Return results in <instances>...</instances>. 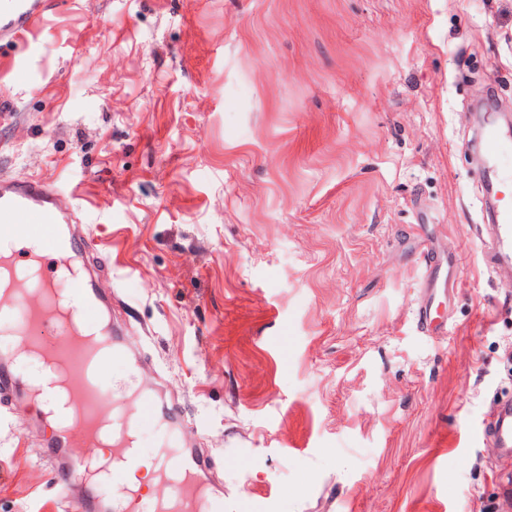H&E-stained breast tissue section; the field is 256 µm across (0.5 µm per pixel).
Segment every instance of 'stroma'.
<instances>
[{
  "label": "stroma",
  "mask_w": 512,
  "mask_h": 512,
  "mask_svg": "<svg viewBox=\"0 0 512 512\" xmlns=\"http://www.w3.org/2000/svg\"><path fill=\"white\" fill-rule=\"evenodd\" d=\"M480 112L512 0H56L0 41V183L76 213L140 385L250 512H496ZM427 251L459 259L430 331ZM50 436L0 396V512H61Z\"/></svg>",
  "instance_id": "1"
}]
</instances>
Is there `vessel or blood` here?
I'll list each match as a JSON object with an SVG mask.
<instances>
[{
	"instance_id": "1",
	"label": "vessel or blood",
	"mask_w": 512,
	"mask_h": 512,
	"mask_svg": "<svg viewBox=\"0 0 512 512\" xmlns=\"http://www.w3.org/2000/svg\"><path fill=\"white\" fill-rule=\"evenodd\" d=\"M51 7L49 0H13L9 14L0 17V40L21 36L40 21ZM484 144L488 160L512 153V136L498 128L487 129ZM495 221L486 225L485 258L491 268L512 274V170L497 174ZM56 189L47 181L23 180L0 187V270L14 271L10 293L0 295V320L11 321L22 312L26 326L19 339L33 344L46 366L44 376L18 372L10 351H0V389L16 399L37 405L60 420L55 440L45 455L55 467L53 480L59 492L84 479L111 483L113 495L91 493L77 501L76 512H244L239 501L227 500L223 491L205 481L209 459L193 448H170L156 461L155 479L166 486L165 496L130 490L126 475L140 465L134 432L147 425L174 423L175 405L156 392L141 390L136 380L111 381L107 355H122L120 336L108 331L98 317L102 297L87 275L61 287L57 276L44 274L48 263H58L75 252L77 242L63 238L61 227L73 223L72 214L55 202ZM36 241L41 252L29 253L19 264V243ZM57 336L56 346L42 338ZM112 404L111 435L101 428L104 402ZM487 437L504 456L512 454V400L499 401L487 422ZM108 442L109 462L77 455L82 446Z\"/></svg>"
}]
</instances>
